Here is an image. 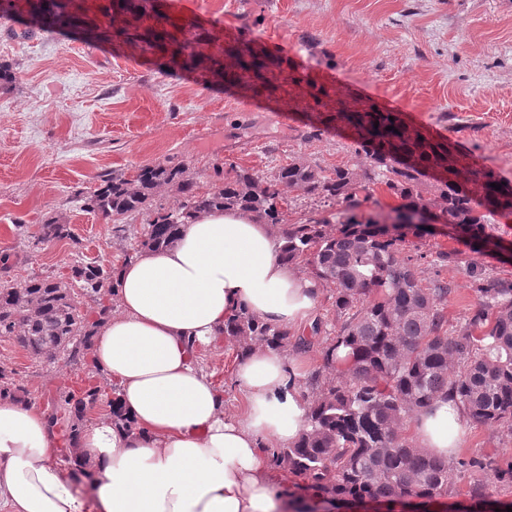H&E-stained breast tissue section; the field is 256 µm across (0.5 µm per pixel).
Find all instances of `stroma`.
Instances as JSON below:
<instances>
[{
  "instance_id": "obj_1",
  "label": "stroma",
  "mask_w": 512,
  "mask_h": 512,
  "mask_svg": "<svg viewBox=\"0 0 512 512\" xmlns=\"http://www.w3.org/2000/svg\"><path fill=\"white\" fill-rule=\"evenodd\" d=\"M156 28L217 51L214 35L275 45L269 69L296 90L245 91L169 68L158 52L88 38L83 27L47 31L27 17H0V284L72 283L74 266L115 265L141 238L144 215L117 225L90 208L102 177L146 165H183L200 185L223 182L231 165L269 176L289 158L363 172L353 128L327 121L326 103L356 100L391 111L512 185V0H165ZM44 224L71 236L40 242ZM485 232L492 247L438 223L406 231L404 255L424 287L448 281L445 313L456 331L478 301L475 273L512 284V213ZM239 344L202 349L200 368L222 387L227 415L243 397L233 381ZM0 366L21 400L45 413L94 367L37 359L0 337ZM512 457L495 424L466 426L459 458Z\"/></svg>"
}]
</instances>
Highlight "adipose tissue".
Segmentation results:
<instances>
[{"label": "adipose tissue", "instance_id": "ef3b65f1", "mask_svg": "<svg viewBox=\"0 0 512 512\" xmlns=\"http://www.w3.org/2000/svg\"><path fill=\"white\" fill-rule=\"evenodd\" d=\"M318 294L280 258L268 225L238 210L202 215L174 246L125 261L119 312L92 350L135 427L104 414L66 447L35 405L0 401V512H276L282 492L263 443L287 447L305 429L304 362L264 346L245 352L234 381L246 405L229 417L190 349L211 345L243 309L302 331ZM463 418L460 404L438 397L416 419L417 445L457 453ZM78 460L93 470V498L71 480Z\"/></svg>", "mask_w": 512, "mask_h": 512}]
</instances>
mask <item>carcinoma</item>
Masks as SVG:
<instances>
[{"label": "carcinoma", "instance_id": "1", "mask_svg": "<svg viewBox=\"0 0 512 512\" xmlns=\"http://www.w3.org/2000/svg\"><path fill=\"white\" fill-rule=\"evenodd\" d=\"M27 11L47 30L75 25L88 11L85 0H0V16ZM131 21L113 25L112 39L131 44L142 54H169V64L196 67L205 80L238 71L237 80L251 87L254 71L264 83L288 92L287 79L260 74L261 54L251 45L229 48L207 57L192 41L164 32L130 33ZM336 119L351 125L373 172L349 168H316L302 157L293 158L273 175L229 164L233 175L206 188L185 177V168L163 164L144 166L131 177H114L90 196L91 208L121 224L132 214L147 215L141 247L125 253L128 260L143 250H159L180 239L181 228L202 214L240 210L268 224L289 265L304 263L319 284L335 286L336 334L320 351L321 367L309 379L313 400L307 427L296 443L267 449L270 463L288 471L295 482L288 488V512L306 502L330 499L336 509L365 500L396 503L412 497L425 505L451 493L457 473L491 471L497 481L512 487V461L495 455L452 461L436 456L400 434L404 421L417 417L444 394L458 401L475 424H497L512 434V285H503L475 272L480 281L478 302L466 323L448 334L444 305L448 283L422 286L411 258L402 256L401 229H421L415 217L434 209L444 222L483 229L498 209H512V188L495 190L492 172L457 155L425 132L410 128L391 112H360L345 103ZM393 130L388 131L386 127ZM437 170L433 196L420 191L425 171ZM382 176V183L403 200L384 214L358 213V193ZM181 195L178 207L152 209L163 187ZM300 188L325 207H341L340 227L330 220L309 218L288 224L283 204L288 190ZM483 208L482 214L478 208ZM72 238L65 224H43V242ZM73 278L93 301L114 295V268L100 264L77 266ZM95 326L80 314L71 288L53 280H31L23 288L0 286V337H13L19 346L47 362L64 355L81 362L91 348ZM224 335L243 340L242 349L263 343L288 346V330L262 323L241 311L224 327ZM347 351L345 358L339 351ZM100 389L78 397L60 395L61 408L71 419L72 435L79 433L88 403ZM474 505L465 512H488L503 505L490 501L473 483Z\"/></svg>", "mask_w": 512, "mask_h": 512}]
</instances>
